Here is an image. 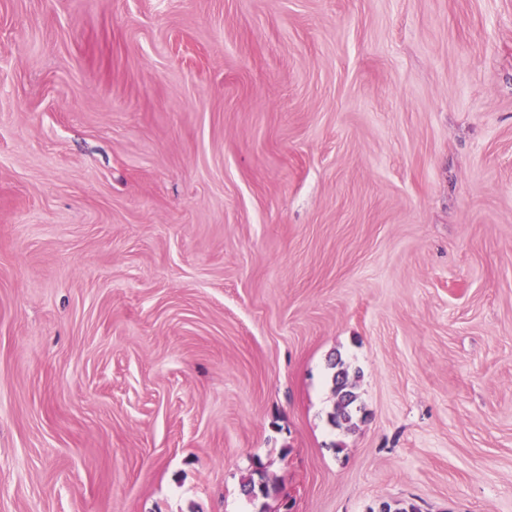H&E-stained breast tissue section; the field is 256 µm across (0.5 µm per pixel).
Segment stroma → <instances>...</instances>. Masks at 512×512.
<instances>
[{
  "label": "stroma",
  "instance_id": "stroma-1",
  "mask_svg": "<svg viewBox=\"0 0 512 512\" xmlns=\"http://www.w3.org/2000/svg\"><path fill=\"white\" fill-rule=\"evenodd\" d=\"M256 459L512 512V0H0V512H262ZM333 393L336 397L333 412L330 414L331 423L338 428L353 431L358 427V412L361 408L356 405L357 395L354 392L355 383L348 366L341 357L331 361Z\"/></svg>",
  "mask_w": 512,
  "mask_h": 512
}]
</instances>
